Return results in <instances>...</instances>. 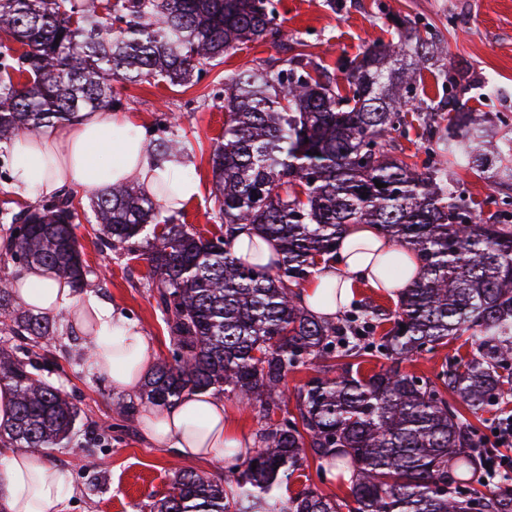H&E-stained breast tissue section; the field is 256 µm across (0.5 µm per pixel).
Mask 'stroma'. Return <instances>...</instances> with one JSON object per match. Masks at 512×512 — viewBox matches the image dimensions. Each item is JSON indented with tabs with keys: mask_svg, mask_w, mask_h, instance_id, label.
<instances>
[{
	"mask_svg": "<svg viewBox=\"0 0 512 512\" xmlns=\"http://www.w3.org/2000/svg\"><path fill=\"white\" fill-rule=\"evenodd\" d=\"M280 13L290 37L241 47L209 68L194 86L171 87L149 80L137 85L115 83L121 109L157 139L169 121L181 126L192 162L191 176L200 183L199 197L175 211V223L200 231H215L212 210L210 155L224 134V76L269 60L303 53L312 62L342 76L350 62L368 46L395 36V16L418 17L442 39L445 53L417 77L411 113L434 108L448 112V70L469 68L473 86L460 99L467 107L512 113V0H280ZM94 191L74 195L79 219L74 233L90 269L91 289L137 320L152 340L158 358L170 355L169 335L155 301L149 295L146 259H130L126 251L103 247L92 212ZM54 361L46 378L76 404L80 417L50 465L65 471L71 492L66 512H150L166 495L177 468L170 448L149 440L140 417L117 418L116 401L130 396L94 377L87 369L81 339L66 322H59L54 340L44 345ZM473 349L452 341L415 361L403 362L402 372L435 379L443 363L469 360Z\"/></svg>",
	"mask_w": 512,
	"mask_h": 512,
	"instance_id": "obj_1",
	"label": "stroma"
}]
</instances>
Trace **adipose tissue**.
<instances>
[{"label": "adipose tissue", "mask_w": 512, "mask_h": 512, "mask_svg": "<svg viewBox=\"0 0 512 512\" xmlns=\"http://www.w3.org/2000/svg\"><path fill=\"white\" fill-rule=\"evenodd\" d=\"M13 159L10 188L34 203L68 189L104 190L118 183L146 190L167 185V206L179 210L198 198L200 185L189 175L188 158L154 160L147 133L122 112L97 109L72 122L16 136L8 145ZM400 259L408 279H416L419 262L412 250L384 236L371 224L349 225L339 241L335 262L320 266L301 292L304 307L323 321H335L355 296L357 283L398 294L401 286L385 280L383 265ZM19 302L46 315L66 313L82 334L90 373L133 394L156 363L153 344L137 321L102 301L90 290L76 293L65 279L32 268L11 280ZM339 291L325 303L326 287ZM144 427L150 438L173 448L182 460L246 453L225 416L224 398L210 392L187 394L161 411H148ZM67 475L33 451L0 448V507L5 512H62Z\"/></svg>", "instance_id": "obj_1"}]
</instances>
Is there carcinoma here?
Returning <instances> with one entry per match:
<instances>
[{
	"mask_svg": "<svg viewBox=\"0 0 512 512\" xmlns=\"http://www.w3.org/2000/svg\"><path fill=\"white\" fill-rule=\"evenodd\" d=\"M279 0H0V139L73 121L120 103L113 83L158 78L173 87L200 78L238 46L288 39ZM398 40L367 48L346 87L298 55L224 76V135L211 157L213 211L223 221L206 238L160 219V198L127 184L93 201L102 245L146 255L153 298L168 326L171 359L144 385L148 404L166 408L185 394H235L265 427L246 457L224 459V481L191 468L176 472L153 512H512V488L481 492L486 460L468 419L512 398V124L448 95V125L428 109L421 161L394 155L410 127L407 105L418 67L442 52L406 16ZM26 82L15 80V73ZM182 152L180 125L155 141L159 157ZM496 189L497 210L455 190L460 172ZM384 184L378 188L375 182ZM74 197L3 213L9 235L0 263L38 265L80 291L90 273L72 233ZM253 224L275 242L268 264L237 258L235 225ZM350 224H373L411 248L418 277L398 310L363 305L341 324L301 305V288ZM64 314L34 313L0 278V324L17 344L0 346V382L14 410L0 425L1 448L47 453L61 446L77 407L44 378L34 343L55 335ZM392 326L384 328L385 323ZM466 337L477 354L445 363L437 381L389 367L369 376L347 365L317 376L288 410V373L307 363L373 351L413 361ZM318 476L352 466L349 496L318 489L284 501L307 456Z\"/></svg>",
	"mask_w": 512,
	"mask_h": 512,
	"instance_id": "1",
	"label": "carcinoma"
}]
</instances>
